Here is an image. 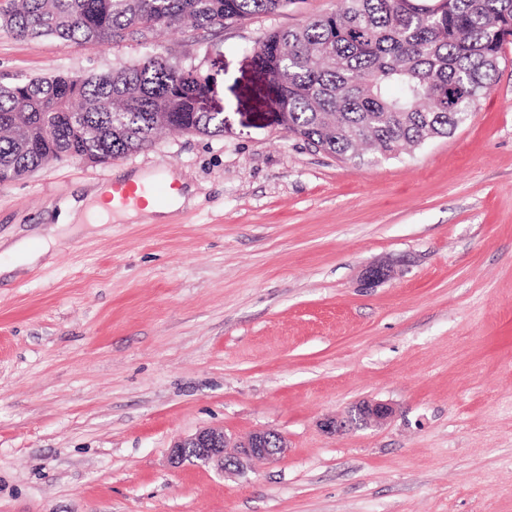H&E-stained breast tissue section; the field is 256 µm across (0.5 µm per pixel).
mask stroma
Instances as JSON below:
<instances>
[{
	"mask_svg": "<svg viewBox=\"0 0 512 512\" xmlns=\"http://www.w3.org/2000/svg\"><path fill=\"white\" fill-rule=\"evenodd\" d=\"M341 0L104 48L0 30V82L129 65L213 75L224 134L162 133L0 184V241L72 200L176 174L181 208L113 213L0 276V512H512V45L450 135L377 164L278 123L253 49ZM389 278L361 284L366 269ZM391 403L378 427L325 419ZM205 427L273 430L242 475L171 467Z\"/></svg>",
	"mask_w": 512,
	"mask_h": 512,
	"instance_id": "35a3bbf8",
	"label": "stroma"
}]
</instances>
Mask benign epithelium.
Here are the masks:
<instances>
[{"instance_id": "7a95c632", "label": "benign epithelium", "mask_w": 512, "mask_h": 512, "mask_svg": "<svg viewBox=\"0 0 512 512\" xmlns=\"http://www.w3.org/2000/svg\"><path fill=\"white\" fill-rule=\"evenodd\" d=\"M391 269L383 265L368 268L362 276L366 286H374L390 276ZM393 414V407L381 401H364L351 407L343 420L328 418L323 422L325 430L336 434L346 428L378 426ZM236 452L228 454L227 449ZM288 453V442L279 433L259 430L239 442H232L224 430L204 428L193 435L178 439L170 449V463L180 466L186 462L212 465L220 471L237 473L247 469L254 460L275 461Z\"/></svg>"}]
</instances>
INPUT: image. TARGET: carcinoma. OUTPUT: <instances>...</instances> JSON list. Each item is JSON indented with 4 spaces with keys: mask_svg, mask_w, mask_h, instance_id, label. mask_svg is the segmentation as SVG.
<instances>
[{
    "mask_svg": "<svg viewBox=\"0 0 512 512\" xmlns=\"http://www.w3.org/2000/svg\"><path fill=\"white\" fill-rule=\"evenodd\" d=\"M297 0H10L0 30L101 48L145 43L191 22L207 32ZM512 42V0H343L331 14L274 30L254 52L288 133L355 164L446 137L492 87ZM212 78L150 51L86 77L0 84V183L62 159L98 164L147 149L170 128L224 135L200 100Z\"/></svg>",
    "mask_w": 512,
    "mask_h": 512,
    "instance_id": "carcinoma-1",
    "label": "carcinoma"
}]
</instances>
